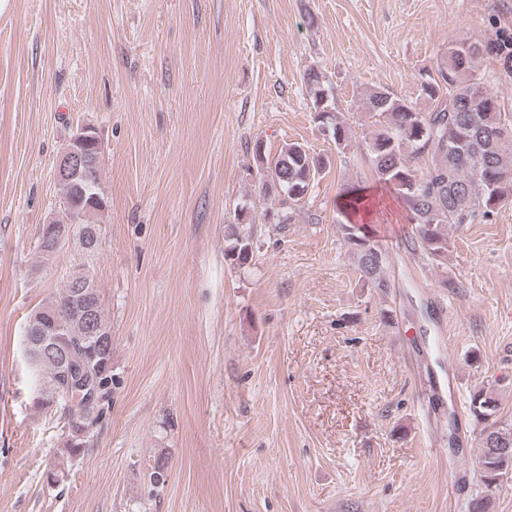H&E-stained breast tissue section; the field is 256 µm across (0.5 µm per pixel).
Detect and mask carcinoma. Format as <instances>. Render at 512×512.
<instances>
[{"label": "carcinoma", "instance_id": "1", "mask_svg": "<svg viewBox=\"0 0 512 512\" xmlns=\"http://www.w3.org/2000/svg\"><path fill=\"white\" fill-rule=\"evenodd\" d=\"M504 49L503 44L489 42L453 45L437 66L436 74H427V79L420 83L417 100L399 98L384 89L372 90L362 99V134L372 167L379 182L395 190L402 199L414 224L412 247L433 265L447 263L448 225L487 219L496 206L512 198V123L501 111L496 91L477 74L478 59ZM303 81L311 98L314 120L329 129L336 144L350 145L351 126L332 106L326 76L311 68ZM90 157L94 158L92 190L68 176L58 178V183L62 207L70 213L72 223L88 231L81 245L93 253L97 250L98 228L91 219L101 211L97 201L104 200V194L100 188L101 159L94 150ZM419 157L431 161L426 175L420 178L411 166L412 160ZM254 158L260 193L265 197L273 193L279 198L281 224L292 219L293 211L329 163L296 142L285 144L272 160L257 146ZM359 192L355 185L342 191L338 228L356 260L364 286L387 294L395 287L389 273L388 251L367 225L353 219L356 208L361 206ZM57 230V226L45 224L39 234L37 249L47 258L60 251ZM225 242V256L234 264L244 266L252 261L254 245L250 232H241L232 224ZM81 294L91 307L89 321L74 313V304ZM93 327L112 333L93 278L80 272L66 281L53 301L32 311L25 326V356L33 351L38 355L36 364L28 365L37 405L61 413L63 454L68 456H76L86 447L112 398L109 349L87 364L96 377V398L83 409L86 433L73 431L66 408L70 369L62 351L84 343ZM47 333L54 335L55 347L44 350L39 342ZM496 411V401L487 389L479 388L471 394L470 416L482 425L480 482L488 490L512 474V428L497 424L493 419Z\"/></svg>", "mask_w": 512, "mask_h": 512}]
</instances>
